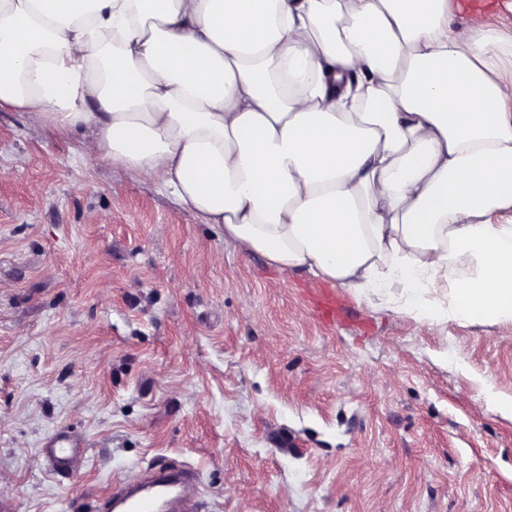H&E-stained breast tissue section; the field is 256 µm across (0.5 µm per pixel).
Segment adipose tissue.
<instances>
[{
    "instance_id": "obj_1",
    "label": "adipose tissue",
    "mask_w": 512,
    "mask_h": 512,
    "mask_svg": "<svg viewBox=\"0 0 512 512\" xmlns=\"http://www.w3.org/2000/svg\"><path fill=\"white\" fill-rule=\"evenodd\" d=\"M451 0H0V109L369 300L512 319L506 43Z\"/></svg>"
}]
</instances>
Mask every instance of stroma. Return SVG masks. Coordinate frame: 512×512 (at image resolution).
Instances as JSON below:
<instances>
[{
	"instance_id": "35a3bbf8",
	"label": "stroma",
	"mask_w": 512,
	"mask_h": 512,
	"mask_svg": "<svg viewBox=\"0 0 512 512\" xmlns=\"http://www.w3.org/2000/svg\"><path fill=\"white\" fill-rule=\"evenodd\" d=\"M455 12L512 37V0ZM0 110V500L107 512L155 460L202 512H512V320H424L336 295L87 151ZM86 459L54 475L61 428Z\"/></svg>"
}]
</instances>
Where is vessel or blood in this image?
Instances as JSON below:
<instances>
[{
    "mask_svg": "<svg viewBox=\"0 0 512 512\" xmlns=\"http://www.w3.org/2000/svg\"><path fill=\"white\" fill-rule=\"evenodd\" d=\"M86 444L78 434L62 430L45 443L44 453L50 469L61 476L76 470ZM166 505L176 512H199L197 477L187 468L163 466L144 475L134 484L125 485L107 503L108 512H159Z\"/></svg>",
    "mask_w": 512,
    "mask_h": 512,
    "instance_id": "obj_1",
    "label": "vessel or blood"
}]
</instances>
